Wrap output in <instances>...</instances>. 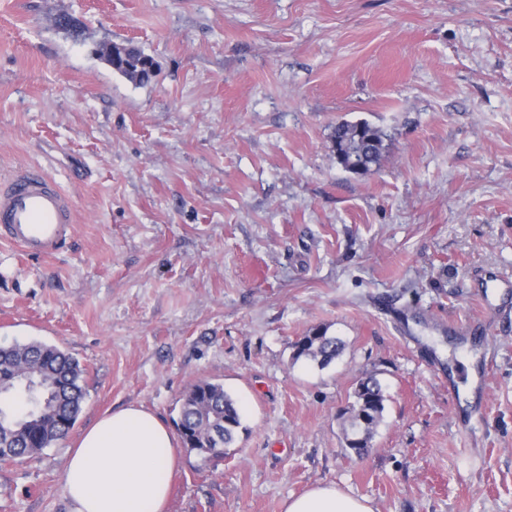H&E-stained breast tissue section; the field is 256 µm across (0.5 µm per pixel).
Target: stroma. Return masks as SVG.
Returning <instances> with one entry per match:
<instances>
[{"label": "stroma", "mask_w": 512, "mask_h": 512, "mask_svg": "<svg viewBox=\"0 0 512 512\" xmlns=\"http://www.w3.org/2000/svg\"><path fill=\"white\" fill-rule=\"evenodd\" d=\"M361 121L388 150L357 175L332 134ZM27 166L76 222L46 258L0 241V345L60 347L87 395L64 439L0 461V512H71L81 432L132 403L175 424L200 380L241 426L223 457L184 451L168 512H283L317 484L512 512V312L472 283L512 274V0H0V177ZM317 327L345 343L323 369L293 358ZM117 53L120 64L115 67L114 70L116 72L133 82L143 83L150 79L151 76L145 64L146 60H150L152 62L151 65L154 67V61L150 56L136 47H132L131 49L122 47L120 49L119 45L117 46ZM349 411V425L344 429L347 447L361 455L368 451L375 429L383 419L385 395L372 375L360 379Z\"/></svg>", "instance_id": "stroma-1"}]
</instances>
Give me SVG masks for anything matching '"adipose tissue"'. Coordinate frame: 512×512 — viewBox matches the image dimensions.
<instances>
[{
    "label": "adipose tissue",
    "mask_w": 512,
    "mask_h": 512,
    "mask_svg": "<svg viewBox=\"0 0 512 512\" xmlns=\"http://www.w3.org/2000/svg\"><path fill=\"white\" fill-rule=\"evenodd\" d=\"M178 438L152 411L131 404L104 415L68 452L63 489L72 512H166L180 463ZM284 512H374L333 485L288 498Z\"/></svg>",
    "instance_id": "adipose-tissue-1"
}]
</instances>
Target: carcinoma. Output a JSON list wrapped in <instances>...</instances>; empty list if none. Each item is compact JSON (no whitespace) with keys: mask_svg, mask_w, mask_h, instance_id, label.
Wrapping results in <instances>:
<instances>
[{"mask_svg":"<svg viewBox=\"0 0 512 512\" xmlns=\"http://www.w3.org/2000/svg\"><path fill=\"white\" fill-rule=\"evenodd\" d=\"M120 64L115 71L133 82L150 79L145 61L150 56L133 47L117 49ZM338 163L346 170L361 164L360 173L380 168L384 160L383 133L366 122L341 123L333 132ZM344 342L317 327L294 344V359L304 358L324 368L338 358ZM35 380L27 386L21 372ZM85 398L84 370L70 354L54 345L33 341L0 350V414L23 425L15 432L0 431V447L19 459L31 458L64 438L75 424ZM385 395L372 375L360 379L344 429L347 447L361 455L368 451L375 429L383 419ZM178 422L187 426L181 437L184 447L207 453L211 441L220 436L221 447L234 441L240 426L236 401L224 385L200 381L185 393Z\"/></svg>","mask_w":512,"mask_h":512,"instance_id":"1","label":"carcinoma"}]
</instances>
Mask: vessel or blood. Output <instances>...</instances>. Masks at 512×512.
Instances as JSON below:
<instances>
[{
	"instance_id": "b4317fda",
	"label": "vessel or blood",
	"mask_w": 512,
	"mask_h": 512,
	"mask_svg": "<svg viewBox=\"0 0 512 512\" xmlns=\"http://www.w3.org/2000/svg\"><path fill=\"white\" fill-rule=\"evenodd\" d=\"M74 222L72 200L45 170L21 169L0 180L1 241L46 257L66 247Z\"/></svg>"
}]
</instances>
